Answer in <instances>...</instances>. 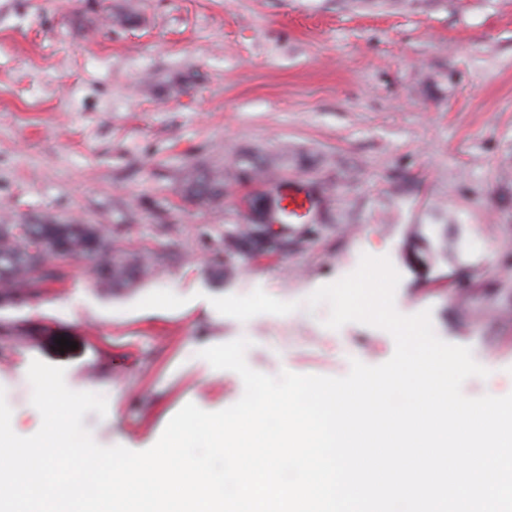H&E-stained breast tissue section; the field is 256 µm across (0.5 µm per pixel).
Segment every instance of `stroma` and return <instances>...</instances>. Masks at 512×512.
<instances>
[{"label":"stroma","mask_w":512,"mask_h":512,"mask_svg":"<svg viewBox=\"0 0 512 512\" xmlns=\"http://www.w3.org/2000/svg\"><path fill=\"white\" fill-rule=\"evenodd\" d=\"M224 169L219 201L185 197L186 170ZM331 203L277 224L281 251L211 258L272 181ZM99 224L152 256L134 288L84 264L0 304V387L18 435L42 423L32 360L103 394L83 423L102 446L150 448L186 403L214 412L241 377L201 349L247 338L245 358L342 377L388 361L385 330L326 328L318 287L388 257L395 307L430 310L441 339L488 369L478 395L512 393V0H0V221ZM297 303L242 322L214 296L255 289ZM185 298L141 309L146 295ZM72 346L60 349L58 338Z\"/></svg>","instance_id":"obj_1"}]
</instances>
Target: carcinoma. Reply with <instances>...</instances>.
<instances>
[{"label":"carcinoma","mask_w":512,"mask_h":512,"mask_svg":"<svg viewBox=\"0 0 512 512\" xmlns=\"http://www.w3.org/2000/svg\"><path fill=\"white\" fill-rule=\"evenodd\" d=\"M224 190V169L192 171L185 192L198 204L218 200ZM258 226L246 224L228 241L230 252L240 251ZM83 256L101 288H128L146 275L143 259L114 246L96 224L60 222L44 217L36 224H0V300L11 303L37 294L43 286L65 276L62 261Z\"/></svg>","instance_id":"carcinoma-1"}]
</instances>
